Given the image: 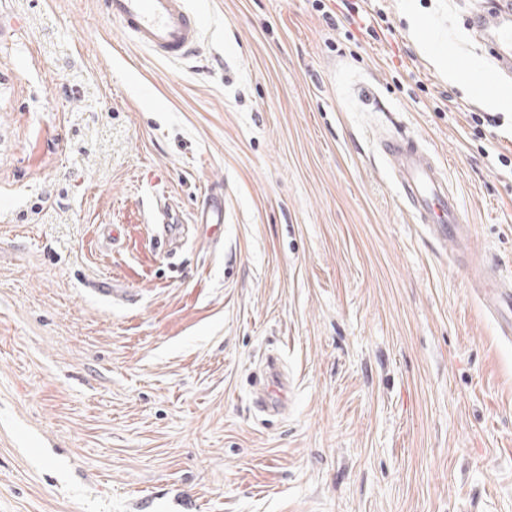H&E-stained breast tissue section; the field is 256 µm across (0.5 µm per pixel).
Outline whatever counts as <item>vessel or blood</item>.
Wrapping results in <instances>:
<instances>
[{
    "instance_id": "1",
    "label": "vessel or blood",
    "mask_w": 512,
    "mask_h": 512,
    "mask_svg": "<svg viewBox=\"0 0 512 512\" xmlns=\"http://www.w3.org/2000/svg\"><path fill=\"white\" fill-rule=\"evenodd\" d=\"M108 13L118 20L129 41L150 50L158 57L179 62L196 51L203 32L189 0H103ZM497 15L506 19L496 27L492 41L498 49L503 73H512V0H497ZM380 148L402 188L403 198L417 223L425 225L441 241L452 242L456 256L473 260L469 248L470 225L462 215L457 196L443 176L437 162L411 137L389 136ZM485 312L491 316L500 337L512 342V275L484 266L472 280ZM268 387L256 401L259 411L275 413L284 404L288 383L278 366H270Z\"/></svg>"
}]
</instances>
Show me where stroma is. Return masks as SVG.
Returning <instances> with one entry per match:
<instances>
[{"instance_id":"35a3bbf8","label":"stroma","mask_w":512,"mask_h":512,"mask_svg":"<svg viewBox=\"0 0 512 512\" xmlns=\"http://www.w3.org/2000/svg\"><path fill=\"white\" fill-rule=\"evenodd\" d=\"M191 5L173 63L102 0H0V512H512V343L378 146L512 272V108L437 65L492 67L490 0ZM380 148L417 223L424 224L439 241L452 242L454 258H465V268L471 269L470 224L435 159L412 137L388 136L381 140ZM278 384L279 394L278 397H273L271 394L272 384ZM288 392V382L283 378L280 373L279 367L273 362L269 366L268 375L264 390L257 398L256 406L260 412L275 413L279 412L285 404V396Z\"/></svg>"}]
</instances>
